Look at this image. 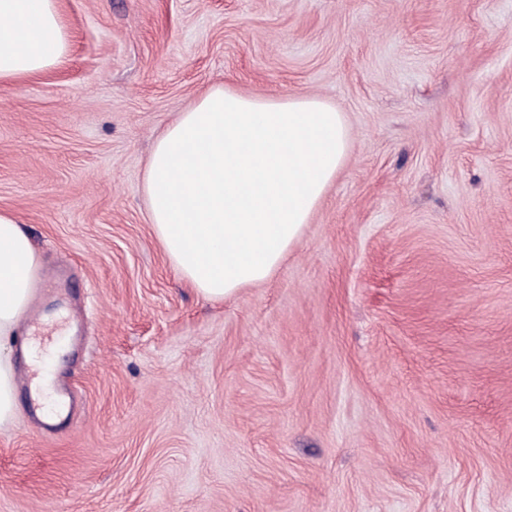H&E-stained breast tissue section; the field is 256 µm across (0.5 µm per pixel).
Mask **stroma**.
Returning a JSON list of instances; mask_svg holds the SVG:
<instances>
[{
	"mask_svg": "<svg viewBox=\"0 0 512 512\" xmlns=\"http://www.w3.org/2000/svg\"><path fill=\"white\" fill-rule=\"evenodd\" d=\"M0 84V208L64 313L65 410L0 430V512H512V0H62ZM313 96L349 152L267 281L201 297L143 193L210 87Z\"/></svg>",
	"mask_w": 512,
	"mask_h": 512,
	"instance_id": "1",
	"label": "stroma"
}]
</instances>
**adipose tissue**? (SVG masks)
Instances as JSON below:
<instances>
[{
  "label": "adipose tissue",
  "mask_w": 512,
  "mask_h": 512,
  "mask_svg": "<svg viewBox=\"0 0 512 512\" xmlns=\"http://www.w3.org/2000/svg\"><path fill=\"white\" fill-rule=\"evenodd\" d=\"M68 51L60 0H0V83L54 67ZM348 132L340 112L310 97L251 98L211 87L159 134L143 192L167 258L197 292L221 300L268 280L343 165ZM41 258L17 216L0 209V428L18 411L16 363L7 345L35 296ZM59 341L29 337L39 369L38 417L65 410L42 359Z\"/></svg>",
  "instance_id": "obj_1"
}]
</instances>
